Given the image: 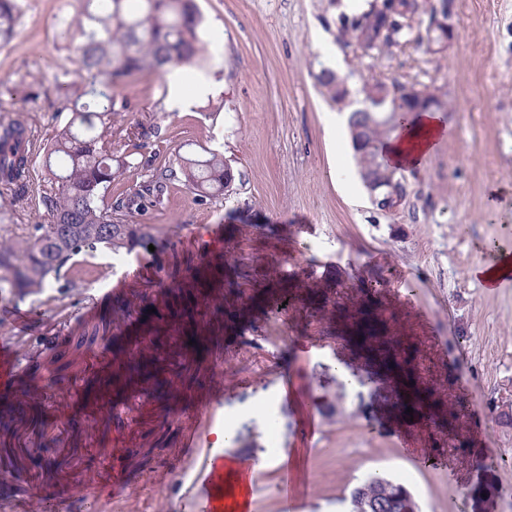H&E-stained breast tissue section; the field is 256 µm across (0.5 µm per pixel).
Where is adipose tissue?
Returning a JSON list of instances; mask_svg holds the SVG:
<instances>
[{"label":"adipose tissue","mask_w":512,"mask_h":512,"mask_svg":"<svg viewBox=\"0 0 512 512\" xmlns=\"http://www.w3.org/2000/svg\"><path fill=\"white\" fill-rule=\"evenodd\" d=\"M445 135L446 129L438 113L418 112L410 123L391 132L383 147V155L390 166L416 169Z\"/></svg>","instance_id":"1"}]
</instances>
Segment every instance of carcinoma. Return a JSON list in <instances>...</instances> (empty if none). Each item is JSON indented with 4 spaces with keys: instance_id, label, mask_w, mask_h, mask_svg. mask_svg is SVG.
Returning <instances> with one entry per match:
<instances>
[{
    "instance_id": "1",
    "label": "carcinoma",
    "mask_w": 512,
    "mask_h": 512,
    "mask_svg": "<svg viewBox=\"0 0 512 512\" xmlns=\"http://www.w3.org/2000/svg\"><path fill=\"white\" fill-rule=\"evenodd\" d=\"M76 21L69 22L65 38L78 53L80 82L72 96H63L58 112L70 113L68 122L48 146L42 159V175L48 188L38 198L34 222L22 227L13 240L0 241V291L23 298L56 286L62 295L85 281L87 257L107 251L130 254L152 240L147 216L165 207L177 190L191 193L206 204L230 196L242 183L224 154L200 145L189 153L175 152L170 159L136 161L146 137L164 138L162 127L153 125L112 138V126L124 118L129 104L115 93L117 83L145 70L169 67L194 69L204 60L203 17L195 0H77ZM405 10L428 16L426 43H438L444 33L442 20L448 15V0L421 6L414 0H399ZM380 12L376 0L367 9L342 18L336 39L343 45L366 43L369 51L383 54L390 42L375 43ZM21 0H0V46L18 34ZM320 87L334 103L349 91L336 82V73L323 69ZM404 84L366 82L359 90L362 103L375 92L389 96ZM398 108L408 112L448 111L447 94L419 89L414 101L400 97ZM394 107L353 110L349 116L351 140L365 188L399 178L404 170L379 162L383 140L394 128ZM27 122L0 119V185L18 190L13 207H23L35 163L28 150ZM141 167L138 181L125 186L126 172ZM385 321L362 311L358 320L357 346L377 342L381 364L402 368L411 356H401L400 341L382 336ZM346 512H420L406 485L375 474L352 489Z\"/></svg>"
}]
</instances>
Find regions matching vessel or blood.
Listing matches in <instances>:
<instances>
[{
	"label": "vessel or blood",
	"instance_id": "1",
	"mask_svg": "<svg viewBox=\"0 0 512 512\" xmlns=\"http://www.w3.org/2000/svg\"><path fill=\"white\" fill-rule=\"evenodd\" d=\"M29 355L18 347L0 345V386L14 388L25 379ZM224 426V376L216 374L214 388L185 431L177 473L161 469L144 484L124 479L119 472L99 473L96 479L78 481L65 492L71 512H170L171 497H178L181 512H255L253 465L246 457L224 452L212 440L213 430ZM240 479L230 482L227 471ZM315 474L295 475L282 467L278 487L279 512H306ZM54 498H31L20 493L0 497V512H53Z\"/></svg>",
	"mask_w": 512,
	"mask_h": 512
}]
</instances>
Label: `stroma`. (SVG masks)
<instances>
[{"label": "stroma", "instance_id": "1", "mask_svg": "<svg viewBox=\"0 0 512 512\" xmlns=\"http://www.w3.org/2000/svg\"><path fill=\"white\" fill-rule=\"evenodd\" d=\"M203 16L206 72L213 95L169 109L186 91L180 71H145L117 91L130 101L124 117H144L162 126L165 141L145 139L143 157L171 154L203 144L222 152L243 174L236 195L200 205L178 191L167 208L149 219L154 248L144 262L127 255L114 264L98 253L84 286L68 297L55 289L17 299L0 292V313L19 306L36 312L26 334L0 320V342L31 353L29 377L10 400L0 399V472L19 475L29 492L63 491L92 475L99 462L117 465L126 478L177 459L183 433L208 394L216 370L228 388L224 416L237 422L231 451L256 463V512H278V474L254 415L256 399L272 394L281 439L279 455L299 451L313 469L316 503L311 512H342L343 498L374 473L405 484L421 512H512V421L499 420L497 406L512 401V284L492 290L467 271L500 247H512V0H454V38L446 52L420 44L426 19L391 52L364 53L335 38L341 16H353L347 0H196ZM18 35L0 50V106L23 116L42 151L68 119L53 112L57 76L73 69V54L59 16H74L76 0H22ZM348 75V106L327 100L316 80L321 69ZM419 83L442 88L448 135L424 167L407 172L409 196L396 212L369 200L345 131L336 117L359 108L363 82ZM219 238H211L212 229ZM223 251L235 262L224 277V300L209 303L193 275L200 262ZM294 265L281 267V257ZM385 278L377 298L386 306V335L412 352L422 387L439 404L462 405L458 434L472 448H486L497 461L493 474L467 455L452 465L426 464L420 449L447 439V428L413 426L408 442L378 393L343 398L336 362L349 358L352 373L366 371L332 319L309 315L310 301L350 309L361 291L360 276ZM125 294H111L115 285ZM302 289L304 302L288 316L291 340L241 355L243 336L263 325L271 294ZM94 322L111 326L117 308L135 316V327L117 339L97 338L70 351L61 370L78 382L46 394L39 373L60 369L41 353L44 331L73 325L86 308ZM185 336H217L220 346L189 356ZM328 347L325 359L301 357L299 343ZM154 356V366L136 381L128 400L137 418L125 424L107 415L88 418L84 397L113 391L96 374L91 358L110 357L122 372L133 346ZM317 410L322 432L293 433L295 422ZM492 478L495 497L475 499L474 487Z\"/></svg>", "mask_w": 512, "mask_h": 512}]
</instances>
